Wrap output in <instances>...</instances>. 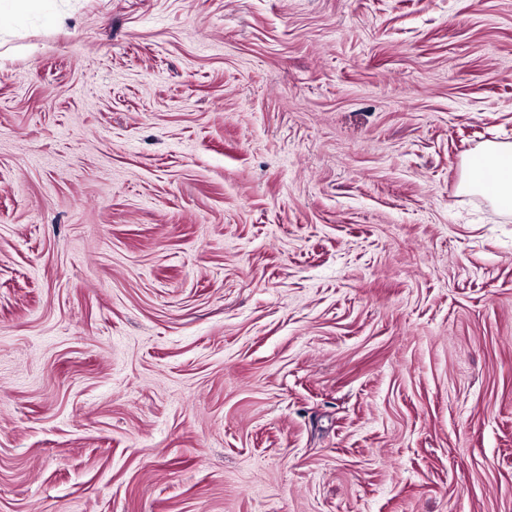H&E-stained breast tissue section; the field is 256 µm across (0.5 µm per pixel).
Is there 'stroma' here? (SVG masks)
I'll return each mask as SVG.
<instances>
[{
	"mask_svg": "<svg viewBox=\"0 0 512 512\" xmlns=\"http://www.w3.org/2000/svg\"><path fill=\"white\" fill-rule=\"evenodd\" d=\"M512 0H49L0 29V512H512ZM490 166L495 175L491 200L504 215H512V144H494L474 152L466 162L463 186L467 192L486 195L482 168Z\"/></svg>",
	"mask_w": 512,
	"mask_h": 512,
	"instance_id": "obj_1",
	"label": "stroma"
}]
</instances>
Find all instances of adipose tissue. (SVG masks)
<instances>
[{"label": "adipose tissue", "mask_w": 512, "mask_h": 512, "mask_svg": "<svg viewBox=\"0 0 512 512\" xmlns=\"http://www.w3.org/2000/svg\"><path fill=\"white\" fill-rule=\"evenodd\" d=\"M467 192H490L496 209L512 215V144H494L474 152L466 162Z\"/></svg>", "instance_id": "ef3b65f1"}]
</instances>
